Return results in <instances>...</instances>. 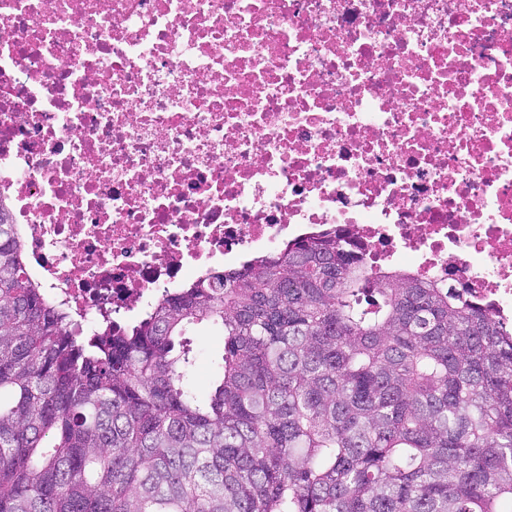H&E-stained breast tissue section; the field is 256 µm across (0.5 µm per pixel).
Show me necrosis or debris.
I'll return each instance as SVG.
<instances>
[{
  "label": "necrosis or debris",
  "mask_w": 512,
  "mask_h": 512,
  "mask_svg": "<svg viewBox=\"0 0 512 512\" xmlns=\"http://www.w3.org/2000/svg\"><path fill=\"white\" fill-rule=\"evenodd\" d=\"M0 203L90 333L324 233L512 325V0H0Z\"/></svg>",
  "instance_id": "4bbe7bcc"
}]
</instances>
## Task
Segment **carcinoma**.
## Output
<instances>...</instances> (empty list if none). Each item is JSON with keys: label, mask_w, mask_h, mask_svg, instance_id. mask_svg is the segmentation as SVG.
I'll return each mask as SVG.
<instances>
[{"label": "carcinoma", "mask_w": 512, "mask_h": 512, "mask_svg": "<svg viewBox=\"0 0 512 512\" xmlns=\"http://www.w3.org/2000/svg\"><path fill=\"white\" fill-rule=\"evenodd\" d=\"M0 207V512H512V332L328 234L82 336ZM222 330L189 387L190 331Z\"/></svg>", "instance_id": "carcinoma-1"}]
</instances>
